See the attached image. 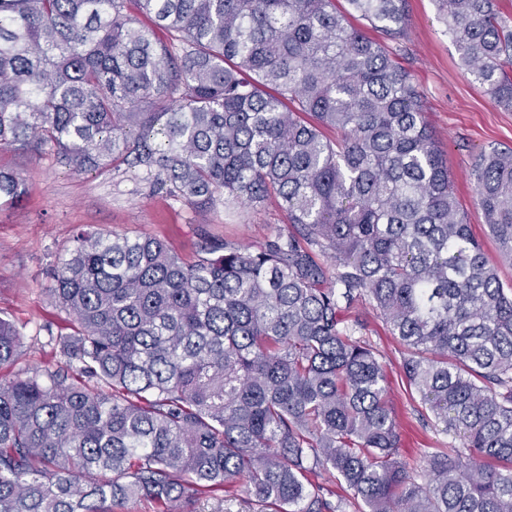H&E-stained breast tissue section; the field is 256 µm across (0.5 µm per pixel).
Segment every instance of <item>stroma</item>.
Masks as SVG:
<instances>
[{
  "instance_id": "stroma-1",
  "label": "stroma",
  "mask_w": 512,
  "mask_h": 512,
  "mask_svg": "<svg viewBox=\"0 0 512 512\" xmlns=\"http://www.w3.org/2000/svg\"><path fill=\"white\" fill-rule=\"evenodd\" d=\"M406 5L409 24L391 45L394 60L411 72L422 92L467 222L504 286L510 288L512 260L501 252L484 222L470 168L488 146L512 148V111L496 106L465 73L437 19L434 0H407ZM0 168L17 173L28 187L21 205L0 209V317L16 324L24 342L19 360L0 365V380L34 368L53 371L62 366L56 337L67 333V316L49 290L58 258L72 246L77 231L155 236L192 260L208 239L226 237L258 246L272 228L288 222L272 203L220 200L209 208H196L154 188L142 170L127 165L116 171L75 172L50 153L3 150ZM354 311L363 322L360 337L373 346L384 365L403 455L416 465L427 453L461 447L460 438L442 432L407 388L399 339L368 304L356 302Z\"/></svg>"
}]
</instances>
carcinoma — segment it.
<instances>
[{
	"label": "carcinoma",
	"mask_w": 512,
	"mask_h": 512,
	"mask_svg": "<svg viewBox=\"0 0 512 512\" xmlns=\"http://www.w3.org/2000/svg\"><path fill=\"white\" fill-rule=\"evenodd\" d=\"M435 3L467 74L512 110L498 0ZM126 4L0 0V149L136 166L197 207L272 201L288 227L193 261L78 234L52 289L75 328L64 365L0 382V512H198L237 482L250 512H512V289L411 73L351 23L401 37L406 0H138L176 49ZM471 177L511 255L512 149L482 150ZM26 193L0 170V207ZM359 300L463 448L403 458L384 366L344 317ZM22 348L0 318V364Z\"/></svg>",
	"instance_id": "carcinoma-1"
}]
</instances>
